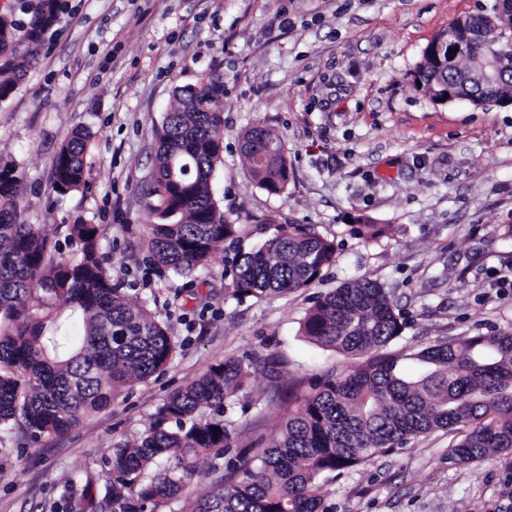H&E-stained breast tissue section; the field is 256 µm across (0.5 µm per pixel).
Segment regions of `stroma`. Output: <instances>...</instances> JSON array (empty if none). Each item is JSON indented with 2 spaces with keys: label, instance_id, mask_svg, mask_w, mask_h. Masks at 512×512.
<instances>
[{
  "label": "stroma",
  "instance_id": "obj_1",
  "mask_svg": "<svg viewBox=\"0 0 512 512\" xmlns=\"http://www.w3.org/2000/svg\"><path fill=\"white\" fill-rule=\"evenodd\" d=\"M62 21L14 93L0 102V157L22 178L21 223L44 228L62 253L70 224H96L113 279L135 284L179 344L162 375L61 436L0 437V512H64L78 477L106 481L110 447L141 435L168 397L215 363L250 362L251 407L228 411L234 442L272 439L288 385L341 374L351 357L302 336L321 295L366 277L395 291L410 355L476 333L512 330V106L433 103L413 86L428 43L493 0H64ZM224 76L223 162L212 179L226 219L250 242L261 227L309 224L336 243V262L308 287L256 302L226 293L216 252L199 293L148 271L144 193L156 130L175 88ZM282 140L291 168L271 194L250 177L244 132ZM87 129L85 185L59 195L60 145ZM359 224L390 226L366 240ZM453 433L436 431L326 482L331 512H501L512 501L505 463L448 460Z\"/></svg>",
  "mask_w": 512,
  "mask_h": 512
}]
</instances>
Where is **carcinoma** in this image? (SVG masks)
Wrapping results in <instances>:
<instances>
[{"instance_id":"carcinoma-1","label":"carcinoma","mask_w":512,"mask_h":512,"mask_svg":"<svg viewBox=\"0 0 512 512\" xmlns=\"http://www.w3.org/2000/svg\"><path fill=\"white\" fill-rule=\"evenodd\" d=\"M61 11V0H36L23 24L13 8H0V101L36 61ZM468 22L499 37L501 71L493 83L478 79L480 39L443 67L424 51L414 82L434 102L446 86L472 104L512 99V30L497 29L502 21L494 7ZM223 124L222 75L179 89L157 131L153 184L145 194L150 263L187 275L223 248L226 288L240 301L307 287L335 262V242L311 225L288 224L275 227L258 248H242L239 225L224 219L211 192L222 163ZM89 139L78 130L59 148L58 194L83 184ZM243 140L251 177L269 193L282 191L290 170L279 136L257 125ZM19 189L15 168L0 159V429L18 427L38 442L68 432L135 384L162 374L178 344L166 322L112 279L98 225H67L77 250L57 256L44 229L18 221ZM74 319L84 334L71 342L66 331ZM402 329L382 283L341 284L305 314L301 333L358 363L295 397L268 445L232 441L226 412L244 393L249 364L226 359L173 393L139 438L112 446L101 500L87 480L80 502L67 508L155 512L182 495L195 474L194 459L208 455L214 489L198 494L185 512H329L324 479L438 430L465 429L448 446V460L456 464L512 459V330L439 340L412 355L419 368L410 374L403 356L387 351Z\"/></svg>"}]
</instances>
